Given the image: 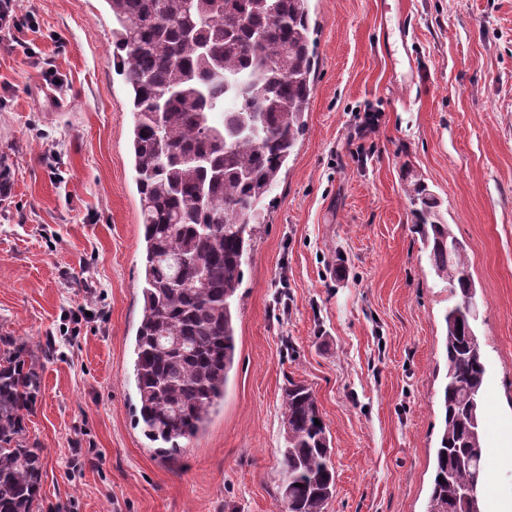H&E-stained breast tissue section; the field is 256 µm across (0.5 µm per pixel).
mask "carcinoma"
Segmentation results:
<instances>
[{"mask_svg": "<svg viewBox=\"0 0 512 512\" xmlns=\"http://www.w3.org/2000/svg\"><path fill=\"white\" fill-rule=\"evenodd\" d=\"M115 67L131 94V157L143 227L135 337V425L164 457L224 404L237 352L238 290L255 225L306 127L317 67L310 0H105ZM413 229L454 304L444 316L442 434L426 512H485L486 369L474 330L465 245L421 180ZM42 376L32 349L0 353V512H36L43 461L25 416ZM282 512H325L336 491L331 438L313 390L282 402ZM321 425H316L315 421Z\"/></svg>", "mask_w": 512, "mask_h": 512, "instance_id": "obj_1", "label": "carcinoma"}]
</instances>
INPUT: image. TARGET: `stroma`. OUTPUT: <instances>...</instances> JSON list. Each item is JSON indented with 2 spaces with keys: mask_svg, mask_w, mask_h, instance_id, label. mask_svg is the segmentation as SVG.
Returning <instances> with one entry per match:
<instances>
[{
  "mask_svg": "<svg viewBox=\"0 0 512 512\" xmlns=\"http://www.w3.org/2000/svg\"><path fill=\"white\" fill-rule=\"evenodd\" d=\"M0 49V336L29 343L38 512H278L282 395L333 440L327 512H424L451 304L412 228L421 176L477 288L491 512H512V0H311L307 127L244 269L224 407L164 459L134 424L143 228L105 0H14ZM408 14L396 56L385 28ZM52 60L61 80L42 77Z\"/></svg>",
  "mask_w": 512,
  "mask_h": 512,
  "instance_id": "1",
  "label": "stroma"
}]
</instances>
